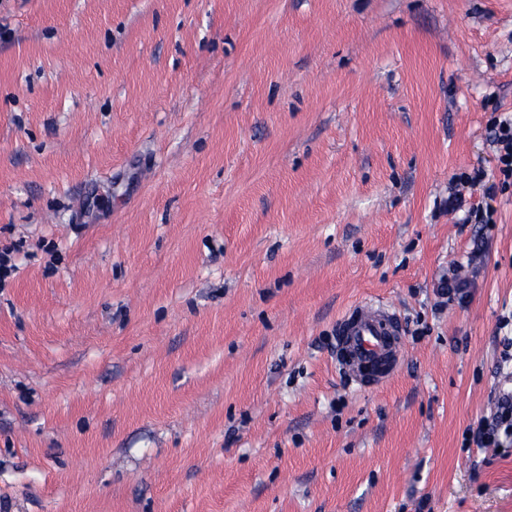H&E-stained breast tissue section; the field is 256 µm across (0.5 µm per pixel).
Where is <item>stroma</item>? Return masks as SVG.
Returning <instances> with one entry per match:
<instances>
[{"label": "stroma", "instance_id": "stroma-1", "mask_svg": "<svg viewBox=\"0 0 512 512\" xmlns=\"http://www.w3.org/2000/svg\"><path fill=\"white\" fill-rule=\"evenodd\" d=\"M508 114L512 0H0V512H512ZM491 142L496 146L495 161L498 172L503 176V184L512 180V116L496 121L491 129ZM403 353L399 321L387 307L359 303L336 324L337 360L360 386L389 376ZM465 440L477 448L512 447V390L503 389L496 398L491 420H481L476 429L468 430Z\"/></svg>", "mask_w": 512, "mask_h": 512}]
</instances>
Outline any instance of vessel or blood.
Wrapping results in <instances>:
<instances>
[{"label":"vessel or blood","mask_w":512,"mask_h":512,"mask_svg":"<svg viewBox=\"0 0 512 512\" xmlns=\"http://www.w3.org/2000/svg\"><path fill=\"white\" fill-rule=\"evenodd\" d=\"M404 353L395 313L384 306L360 303L336 325V356L359 385L378 383L394 370Z\"/></svg>","instance_id":"obj_1"}]
</instances>
